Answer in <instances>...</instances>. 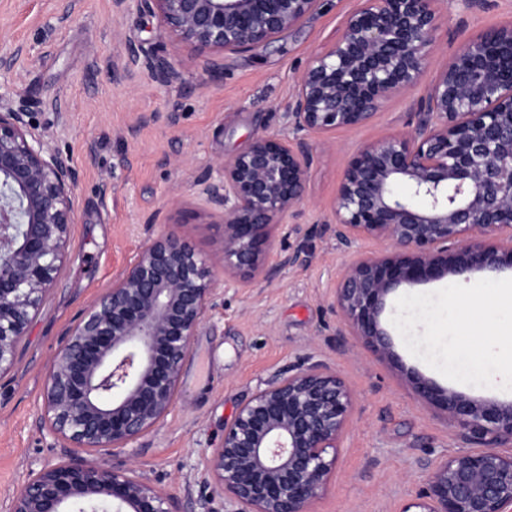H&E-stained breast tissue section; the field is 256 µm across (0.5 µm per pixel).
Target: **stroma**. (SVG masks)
<instances>
[{
  "label": "stroma",
  "instance_id": "1",
  "mask_svg": "<svg viewBox=\"0 0 512 512\" xmlns=\"http://www.w3.org/2000/svg\"><path fill=\"white\" fill-rule=\"evenodd\" d=\"M0 0V55L27 48L6 76L35 133L67 155L75 171L79 215L70 231L71 259L30 325L13 368L0 375V512H9L29 474L60 451L40 425L44 373L79 313L108 288L148 234L186 233L211 258L221 255L216 210L197 185L206 171L245 150L256 134L288 133L285 108L311 57L333 43L360 0H321L318 9L267 50L228 54L222 76L188 48H161L147 14H118L113 0ZM431 64L415 89L386 100L372 120L328 135L308 134L312 149L304 214L296 232L277 239L281 254L303 263L280 267L272 280L225 282L191 344L174 410L136 441L138 456L116 452V466L175 494L182 512H231L201 476L237 408L288 369L320 363L356 396L336 472L310 512H399L424 487L429 463L465 448L453 422L420 402L404 373L414 369L470 397L512 401V391L447 379L405 347L392 323L397 293L386 298L381 325L392 354L380 357L351 336L336 305L345 264L382 254L388 242L341 248L328 221L342 175L363 145L407 129L417 100L469 38L512 24V0H438ZM164 52L181 72L161 84L127 69L129 48ZM58 101L50 109L48 101ZM178 113L170 124L169 113Z\"/></svg>",
  "mask_w": 512,
  "mask_h": 512
}]
</instances>
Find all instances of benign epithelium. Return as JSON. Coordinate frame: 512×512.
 Here are the masks:
<instances>
[{
	"mask_svg": "<svg viewBox=\"0 0 512 512\" xmlns=\"http://www.w3.org/2000/svg\"><path fill=\"white\" fill-rule=\"evenodd\" d=\"M159 20L160 38L207 56L257 52L312 14L320 0H114ZM437 0H363L340 36L315 54L288 104L296 137L261 134L201 181L218 210L223 269L243 283L268 265L275 229L301 214L311 149L297 134L368 123L390 96L414 89L430 63ZM152 78H181L164 56ZM0 92V374L70 260L74 169L31 131L23 106ZM416 122L364 145L343 173L333 207L337 243L392 249L344 266L336 303L352 335L391 354L380 317L398 288L512 269V24L469 39L416 103ZM403 191H398V188ZM221 281L185 235L148 237L112 285L70 326L46 374L41 423L62 459L28 477L9 512H180L172 493L116 468L104 455L132 448L171 413L192 337ZM417 397L457 426L470 449L430 465L425 487L400 512H512V402L475 399L410 371ZM355 395L313 363L266 384L224 427L205 475L235 512H309L336 471Z\"/></svg>",
	"mask_w": 512,
	"mask_h": 512,
	"instance_id": "obj_1",
	"label": "benign epithelium"
}]
</instances>
